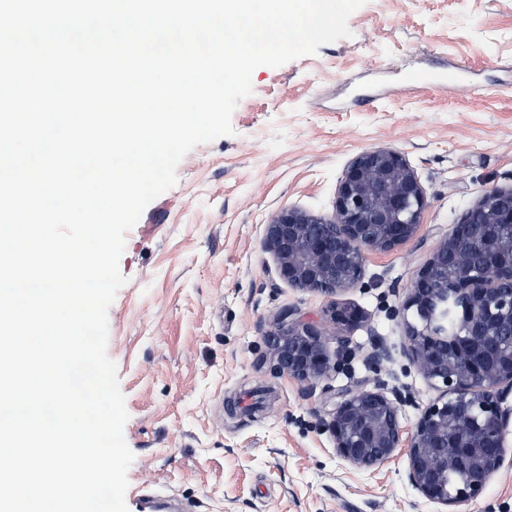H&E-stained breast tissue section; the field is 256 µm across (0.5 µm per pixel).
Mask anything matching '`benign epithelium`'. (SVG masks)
<instances>
[{
	"mask_svg": "<svg viewBox=\"0 0 512 512\" xmlns=\"http://www.w3.org/2000/svg\"><path fill=\"white\" fill-rule=\"evenodd\" d=\"M428 205L405 157L389 148L366 150L347 166L329 217L289 207L266 225L265 246L289 286L332 298L330 324L353 330L366 316L335 296L357 287L365 253L410 241ZM405 356L443 388L414 423L407 440L408 480L427 500L455 507L483 495L503 465L512 434V187L484 193L436 245L408 288ZM459 319L448 331V316ZM327 326L293 312L276 317L267 337L277 369L303 382L333 368ZM369 362L392 360L381 342ZM324 426L336 455L370 469L402 447L399 403L385 388L362 385L335 393Z\"/></svg>",
	"mask_w": 512,
	"mask_h": 512,
	"instance_id": "7a95c632",
	"label": "benign epithelium"
}]
</instances>
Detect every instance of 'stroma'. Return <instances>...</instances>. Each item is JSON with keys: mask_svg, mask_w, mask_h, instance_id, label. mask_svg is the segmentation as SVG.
<instances>
[{"mask_svg": "<svg viewBox=\"0 0 512 512\" xmlns=\"http://www.w3.org/2000/svg\"><path fill=\"white\" fill-rule=\"evenodd\" d=\"M348 27L316 54L256 68L233 135L188 152L125 237L106 352L134 454L127 506L152 491L195 512H443L410 484L405 449L357 469L324 423L347 386L402 396L406 431L440 395L403 354V305L453 224L512 186V0H365ZM415 73L456 84L416 86ZM378 148L403 154L428 206L416 236L367 253L361 283L341 294L366 314L330 344L347 359L298 381L276 368L267 337L281 311L320 321L328 300L280 278L265 226L288 207L331 214L351 159ZM379 341L392 353L381 368L366 361ZM245 395L256 400L247 413ZM457 512H512V447Z\"/></svg>", "mask_w": 512, "mask_h": 512, "instance_id": "35a3bbf8", "label": "stroma"}]
</instances>
